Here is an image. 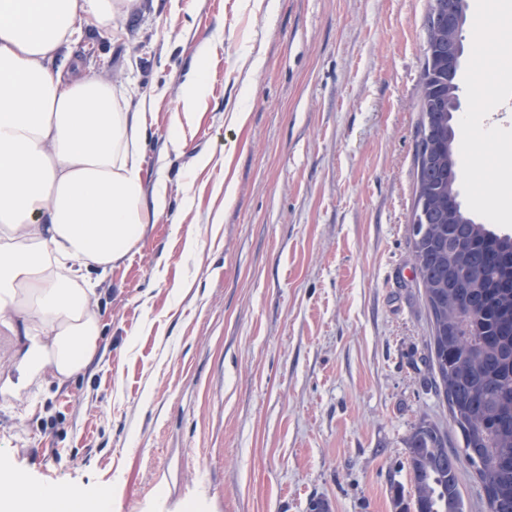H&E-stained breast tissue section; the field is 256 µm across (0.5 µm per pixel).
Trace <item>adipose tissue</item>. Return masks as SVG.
Listing matches in <instances>:
<instances>
[{"label":"adipose tissue","instance_id":"obj_1","mask_svg":"<svg viewBox=\"0 0 512 512\" xmlns=\"http://www.w3.org/2000/svg\"><path fill=\"white\" fill-rule=\"evenodd\" d=\"M140 0H0V393L63 387L91 365L102 332L96 288L167 209L163 180L143 175L148 100L89 72L63 78L77 25L111 31ZM207 69L170 116L179 145L204 97ZM52 484L0 473V512H45Z\"/></svg>","mask_w":512,"mask_h":512}]
</instances>
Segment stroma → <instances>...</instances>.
Here are the masks:
<instances>
[{"label": "stroma", "instance_id": "1", "mask_svg": "<svg viewBox=\"0 0 512 512\" xmlns=\"http://www.w3.org/2000/svg\"><path fill=\"white\" fill-rule=\"evenodd\" d=\"M428 6L141 0L116 35L81 23L73 63L153 101L144 177L167 183L168 208L100 288L98 360L35 414L0 409L1 471L84 505L108 490L110 512H398L420 422L463 448L410 240ZM462 43L456 189L481 224L512 211V91L471 73L512 53V0H466ZM201 49L207 93L177 149L168 119ZM252 50L265 64L244 98Z\"/></svg>", "mask_w": 512, "mask_h": 512}]
</instances>
